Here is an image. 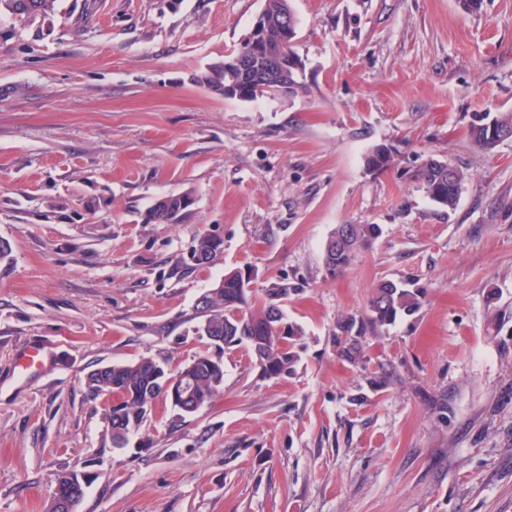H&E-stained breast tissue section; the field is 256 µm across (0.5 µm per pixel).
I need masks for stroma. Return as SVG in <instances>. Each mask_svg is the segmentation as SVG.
I'll return each instance as SVG.
<instances>
[{
  "mask_svg": "<svg viewBox=\"0 0 512 512\" xmlns=\"http://www.w3.org/2000/svg\"><path fill=\"white\" fill-rule=\"evenodd\" d=\"M304 87L227 99L193 80L236 50L264 0H56L0 14V512H46L83 473L78 512H512V0H290ZM394 165L367 169L376 147ZM463 175L454 210L415 177ZM191 192L189 214L150 222ZM341 224L373 236L333 275ZM204 235L222 253L191 252ZM251 267L303 330L292 371L195 332L201 295ZM422 307L336 354L373 285ZM39 366L18 360L27 344ZM220 357L196 413L155 410L112 445L85 378L143 357ZM55 0H0L2 8L14 16L29 20L48 15ZM192 195L191 192H182V193H179V194H175V195H169L168 197L172 198V197H176L173 201H169V202H166L163 206V208H160V207H157L156 204L151 208V210L149 211V217L150 215L153 213V211L155 210V206L157 208L156 212L154 211V214L151 216V219H153L154 221H156V223H159V224H165V223H169V218H168V214H174L175 216H177V220H180L182 218H184L190 211L189 208H181L179 206V200L181 198V195ZM167 208L169 210L168 214L165 216L164 213L167 211Z\"/></svg>",
  "mask_w": 512,
  "mask_h": 512,
  "instance_id": "35a3bbf8",
  "label": "stroma"
}]
</instances>
